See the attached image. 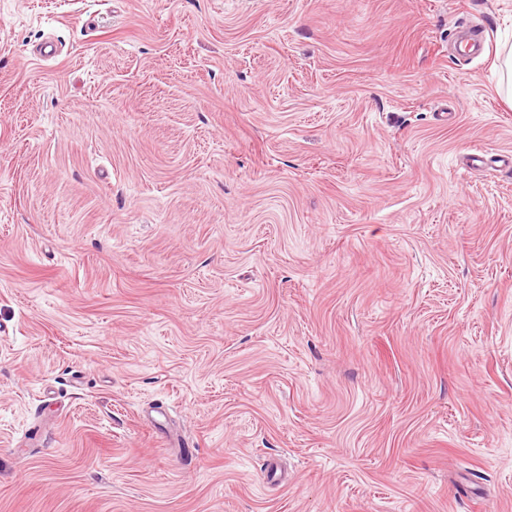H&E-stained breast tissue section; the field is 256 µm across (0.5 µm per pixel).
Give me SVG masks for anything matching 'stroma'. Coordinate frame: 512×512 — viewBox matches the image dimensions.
<instances>
[{"instance_id":"35a3bbf8","label":"stroma","mask_w":512,"mask_h":512,"mask_svg":"<svg viewBox=\"0 0 512 512\" xmlns=\"http://www.w3.org/2000/svg\"><path fill=\"white\" fill-rule=\"evenodd\" d=\"M507 43L512 0H0V512H512V170L462 166Z\"/></svg>"}]
</instances>
